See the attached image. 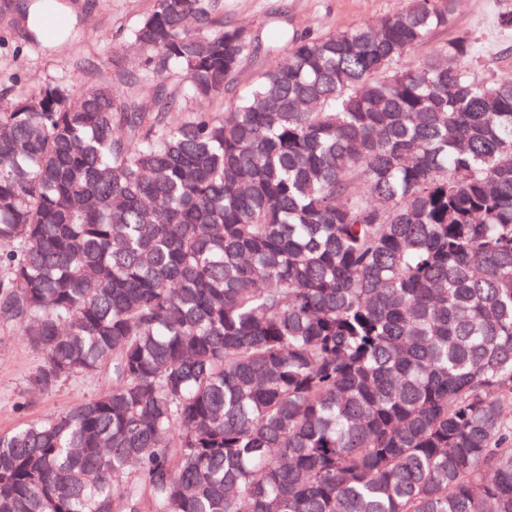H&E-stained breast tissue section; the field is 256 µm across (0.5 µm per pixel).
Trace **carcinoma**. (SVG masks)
I'll return each instance as SVG.
<instances>
[{
	"mask_svg": "<svg viewBox=\"0 0 512 512\" xmlns=\"http://www.w3.org/2000/svg\"><path fill=\"white\" fill-rule=\"evenodd\" d=\"M457 0L254 56L220 0L131 30L184 83L0 111V321L89 398L0 435V512H512V76ZM512 10V0H459L452 25L435 33L416 50L418 59L455 37H467L475 47L472 67L488 76L512 74V29L498 26V14Z\"/></svg>",
	"mask_w": 512,
	"mask_h": 512,
	"instance_id": "carcinoma-1",
	"label": "carcinoma"
}]
</instances>
